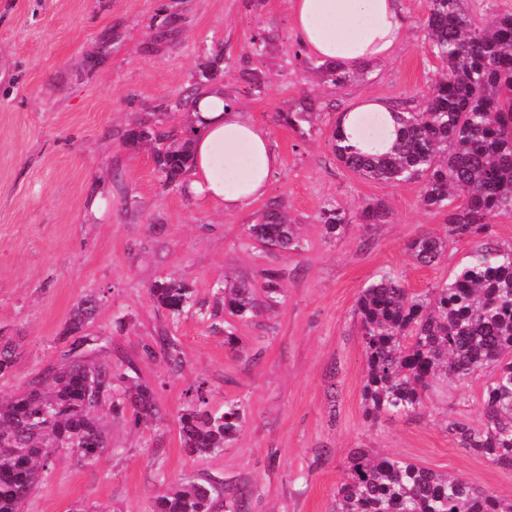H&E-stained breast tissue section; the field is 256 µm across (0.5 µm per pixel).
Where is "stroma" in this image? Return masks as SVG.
<instances>
[{"label":"stroma","mask_w":512,"mask_h":512,"mask_svg":"<svg viewBox=\"0 0 512 512\" xmlns=\"http://www.w3.org/2000/svg\"><path fill=\"white\" fill-rule=\"evenodd\" d=\"M402 5L407 31L393 56L338 88L306 72L288 0H0V336L15 346L0 397L23 393L63 361L71 310L93 293L89 356L121 373L120 389L148 385L160 410L136 425L101 409L111 453L88 466L56 454L23 512H152L155 497L185 477L252 489L248 512H332L356 448L512 494V472L448 432L454 420L480 424L484 377L463 388L435 380L411 418L364 415L361 289L388 272L424 292L447 282L472 248L454 243L438 263L418 265L408 242L445 235L447 213L421 204L420 183L359 177L329 141L358 100L396 105L440 75L425 45L427 0ZM260 33L269 54L247 56ZM220 56L236 67L219 68L208 90L265 127L281 158L266 194L237 210L165 185L150 149L124 142L126 129L150 116L162 132L189 125L174 103ZM244 68L261 71L260 91L249 92ZM311 90L321 104L311 130L279 123ZM372 198L386 201L390 223L359 220ZM274 202L298 224L301 251L280 256L249 239ZM330 205L349 218L336 235L317 220ZM270 267L283 272L281 303L235 321L240 352L232 354L211 330L213 286L228 273L259 285ZM167 278L193 292V307L177 317L158 312L149 293ZM160 335L180 347L178 373L143 352ZM199 387L209 409L238 401L243 420L224 450L191 456L175 418Z\"/></svg>","instance_id":"obj_1"}]
</instances>
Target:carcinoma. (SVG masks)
Segmentation results:
<instances>
[{"label":"carcinoma","mask_w":512,"mask_h":512,"mask_svg":"<svg viewBox=\"0 0 512 512\" xmlns=\"http://www.w3.org/2000/svg\"><path fill=\"white\" fill-rule=\"evenodd\" d=\"M430 53L442 73L420 93L423 110L395 107L397 141L391 152L365 155L344 145L340 125L331 129L336 157L362 178L385 184L419 181L426 208L448 213L444 237L421 236L407 245L421 265L448 253V243L475 241L464 265L449 281L416 294L382 275L363 288L355 312L365 355V416L412 417L425 406L424 395L437 377L462 387L483 374L482 422L448 423V431L472 455L512 472V244L483 236L489 220L512 216V14L477 17L468 0H427L424 23ZM307 70L340 88L350 73L334 63L307 61ZM211 79L200 71L195 87L179 104L191 107ZM315 99L282 112L278 120L294 130L312 124ZM193 129L161 134L142 120L125 133L132 145L151 146L159 172L170 183L191 168ZM365 224H386L392 212L381 199L362 202ZM319 222L334 234L347 222L337 207L324 208ZM251 238L283 253L302 248L288 209L279 202L260 212L249 227ZM157 307L179 314L193 302L192 291L175 279L149 288ZM213 319L224 311L241 321L281 304L280 270H264L256 288L245 279L224 277L216 285ZM99 299L90 293L75 304L71 328L89 323ZM85 336L73 342L65 361L34 386L8 401L0 400V512L20 506L42 484L60 448L91 465L112 451L98 411L105 403L135 419L158 414L152 390L137 385L119 396L102 394L89 383L112 389V367L86 356ZM172 368L182 363L175 341L160 336L146 350ZM14 347L0 336V374L11 368ZM196 391L178 415L182 447L192 456L221 451L234 440L243 413L236 401L212 413ZM215 487L184 480L155 499V512H211ZM335 512H512V498L479 488L465 478L439 473L398 457L357 448L350 453L336 486Z\"/></svg>","instance_id":"cac0c4a2"}]
</instances>
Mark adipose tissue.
Wrapping results in <instances>:
<instances>
[{"label":"adipose tissue","mask_w":512,"mask_h":512,"mask_svg":"<svg viewBox=\"0 0 512 512\" xmlns=\"http://www.w3.org/2000/svg\"><path fill=\"white\" fill-rule=\"evenodd\" d=\"M402 0H290L293 27L312 57L351 70L389 57L406 27ZM195 137L189 194L233 210L264 195L280 160L268 131L225 107L221 93L201 95L192 114ZM341 129L357 151L387 153L396 138L394 110L365 99L343 113Z\"/></svg>","instance_id":"obj_1"}]
</instances>
